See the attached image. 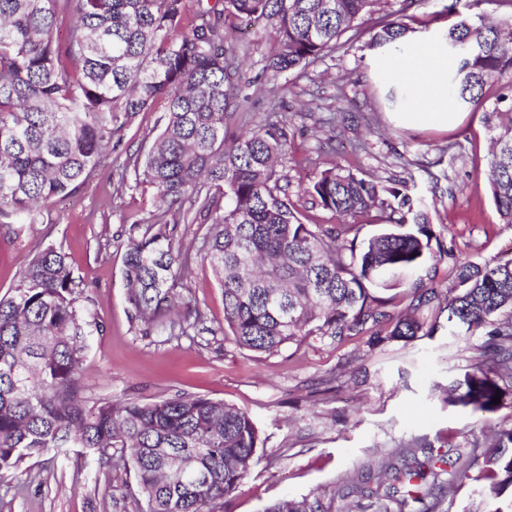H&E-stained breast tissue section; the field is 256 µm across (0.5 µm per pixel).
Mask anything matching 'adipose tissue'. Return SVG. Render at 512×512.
<instances>
[{
	"instance_id": "adipose-tissue-1",
	"label": "adipose tissue",
	"mask_w": 512,
	"mask_h": 512,
	"mask_svg": "<svg viewBox=\"0 0 512 512\" xmlns=\"http://www.w3.org/2000/svg\"><path fill=\"white\" fill-rule=\"evenodd\" d=\"M377 65L421 108L405 113L411 124L444 126L452 118L448 110V49L437 40L409 34L402 50L379 51Z\"/></svg>"
}]
</instances>
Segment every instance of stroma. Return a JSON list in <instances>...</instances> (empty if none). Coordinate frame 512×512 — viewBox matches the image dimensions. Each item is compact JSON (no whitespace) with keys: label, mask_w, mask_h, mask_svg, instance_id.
<instances>
[{"label":"stroma","mask_w":512,"mask_h":512,"mask_svg":"<svg viewBox=\"0 0 512 512\" xmlns=\"http://www.w3.org/2000/svg\"><path fill=\"white\" fill-rule=\"evenodd\" d=\"M417 30L443 34L461 18H512V0H416ZM274 20L247 26L227 20L226 40L237 51L242 94L256 119L271 112L292 117L293 148L285 171L293 196L308 180L299 161L318 168L351 167L383 185L404 180L427 202L443 258L419 270L420 278L449 283L453 260L494 263L512 258V224L501 223L491 200L487 165L498 115L457 111L447 126L409 125L390 101L392 85L373 67L369 30L344 34L335 51L304 70L267 80L263 58ZM337 114L335 126L326 123ZM161 109L140 113L121 133L111 166L90 184L53 201L40 224L0 233V297L18 280L25 260L54 245L64 251L86 288L79 304L99 329L81 367L83 394L140 402L176 394L205 395L248 411L265 440L261 460L224 512H263L285 498L315 494L332 512H410L398 500L332 497L331 491L401 443L421 438L439 447L451 437L459 452L480 433L473 417L448 406L450 383L480 355L481 335L433 337L368 348L355 339L339 345L312 337L299 350L255 356L225 341L224 297L211 267L192 257L185 295L205 314L203 328L186 336L142 335L128 314L123 260L126 229L149 223L151 188L120 186L122 167L142 153L161 128ZM133 474L98 464L77 450L48 452L0 472V512H137L126 485Z\"/></svg>","instance_id":"35a3bbf8"}]
</instances>
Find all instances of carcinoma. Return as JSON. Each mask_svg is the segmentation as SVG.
Segmentation results:
<instances>
[{"mask_svg": "<svg viewBox=\"0 0 512 512\" xmlns=\"http://www.w3.org/2000/svg\"><path fill=\"white\" fill-rule=\"evenodd\" d=\"M380 0H0V225L35 224L54 198L89 184L140 113L164 105L163 126L147 151L126 164L135 185L150 186L155 212L132 224L123 262L126 301L143 335H188L205 320L188 303L171 318L189 256L166 215L205 224L196 252L224 296L218 332L260 355L311 336L370 348L448 333L486 337L479 359L448 387L446 402L486 422L512 396V261H456L452 285L426 288L413 275L433 257L436 235L407 182L382 185L339 165L304 189L310 209L356 219L372 210L393 228L359 239L360 224H321L296 207L282 160L291 148L286 117L236 123L238 67L224 44L227 19H277L264 57L269 77L304 69L375 12ZM374 25L383 48L415 31L407 10ZM67 37L57 32L65 17ZM512 29L462 19L443 34L455 66L448 93L483 106L489 84L508 78L491 112H512ZM490 192L512 224V119L498 126L489 155ZM86 287L67 256L49 245L25 264L0 298V472L50 450L78 448L133 469L139 512H223L261 460L252 416L203 395L152 403L82 396L80 367L93 322L77 305ZM500 402L492 403L495 395ZM475 451L433 453L414 439L343 482L408 488L416 512H440L458 480L477 482L490 512H512V425L475 440ZM482 465L469 475L477 460ZM190 475L181 478L178 466ZM264 512H329L317 495L287 499Z\"/></svg>", "mask_w": 512, "mask_h": 512, "instance_id": "obj_1", "label": "carcinoma"}]
</instances>
